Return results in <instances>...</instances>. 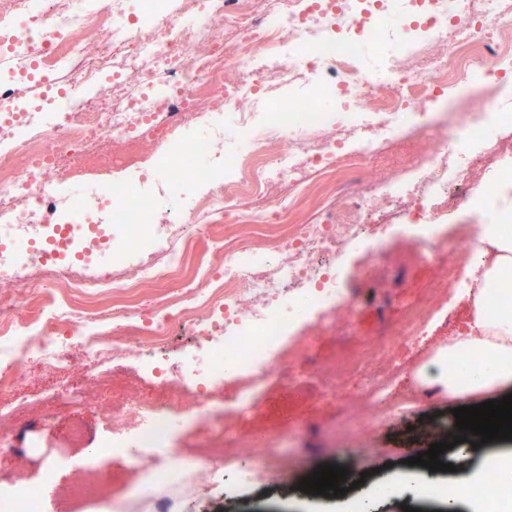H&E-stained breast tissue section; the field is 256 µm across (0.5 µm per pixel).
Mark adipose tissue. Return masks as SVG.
<instances>
[{
  "instance_id": "1",
  "label": "adipose tissue",
  "mask_w": 512,
  "mask_h": 512,
  "mask_svg": "<svg viewBox=\"0 0 512 512\" xmlns=\"http://www.w3.org/2000/svg\"><path fill=\"white\" fill-rule=\"evenodd\" d=\"M475 254L481 274L466 295L470 329L439 347L418 371L426 384L463 401L512 384V308H489L491 299L512 295V237L501 236L498 225H479ZM471 350L483 355L484 366L449 370L455 353Z\"/></svg>"
}]
</instances>
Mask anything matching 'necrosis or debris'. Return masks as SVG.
<instances>
[{"instance_id":"4bbe7bcc","label":"necrosis or debris","mask_w":512,"mask_h":512,"mask_svg":"<svg viewBox=\"0 0 512 512\" xmlns=\"http://www.w3.org/2000/svg\"><path fill=\"white\" fill-rule=\"evenodd\" d=\"M0 0V356L19 362L37 353L56 374L79 371L86 387L67 382L45 397L74 399L102 411L111 425L141 417L142 450L133 464L145 490L113 502L134 512L169 505L157 487L173 475L216 482L229 457L260 474H280L295 460L281 449L225 435L197 448L192 460L165 459L171 408L110 402L112 380L99 366L134 358L166 382L187 380L181 411L213 417L210 388L229 372L251 379L225 413L252 404L264 380L292 375L281 344L300 321L320 328L344 322L351 299L338 292L334 257L365 238L386 242L389 214L420 204L428 221L454 212L461 196L480 203V175L512 153V112L498 98H476L466 112L439 111L467 82L512 72V0ZM236 35L225 40V27ZM64 73L59 93L28 95L22 82ZM336 95L327 111L318 99ZM206 121L211 133L186 131ZM416 128L419 164L401 178L338 197L353 224L322 217L294 224L296 198L316 179L355 176L391 143L398 124ZM457 148H450L449 140ZM65 180L96 192L63 200ZM183 183L199 188L189 209L165 203ZM247 225L224 246V273L209 257L186 273L198 229L216 218ZM475 226L431 249L437 287L410 304L399 334L416 335L459 283L470 262ZM163 291L145 320L138 291ZM70 297L39 316L16 315L19 298L51 286ZM104 293L122 294L111 315L94 308ZM189 330L195 351L169 366L162 354L175 329ZM81 351L73 360V351ZM392 347L370 338L343 349L317 378L342 391L361 374L360 397L343 401L339 429L362 432L367 409L400 373ZM52 479L15 484L0 512H48Z\"/></svg>"}]
</instances>
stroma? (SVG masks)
<instances>
[{
	"instance_id": "35a3bbf8",
	"label": "stroma",
	"mask_w": 512,
	"mask_h": 512,
	"mask_svg": "<svg viewBox=\"0 0 512 512\" xmlns=\"http://www.w3.org/2000/svg\"><path fill=\"white\" fill-rule=\"evenodd\" d=\"M342 270L340 286L354 299L349 331L340 335L322 331L294 369L307 375L310 363H323L336 356L342 347L383 336L393 347L401 349L405 367L391 390L396 404L386 418L375 423L368 433L353 437L340 435L336 419L341 405L333 395L316 390H298L291 384L267 380L258 393L253 408L226 420L212 421L185 417L170 438V444L183 456L223 431L250 436L258 440L276 439L279 446L291 450L296 464L288 472L246 480L239 476V465L226 461V476L216 486H206L181 496L175 512H350L355 499L369 497L379 483H394L407 473H417L428 482L436 496H444L447 480L443 473L425 469L411 470L409 441L412 430L444 422L459 405L447 395L418 389L413 379L416 367L440 344L448 340V323L465 324L468 313L463 299L479 274L470 266L457 288L448 296L446 312L427 325L424 333L411 343L396 339L394 331L407 307L431 287L439 274L436 259L427 247L396 248L385 252L362 241L346 246L337 255ZM26 377L16 387L0 392V412L16 417V429L9 446L0 447V489L15 481L41 485L47 461H54L57 486L70 483L77 471L94 464L111 497L88 512H112L113 501L126 497L142 480L131 470L128 459L137 448L134 436L121 437L116 448L107 447L111 434L101 412L94 407L75 404L57 405L56 417L44 422L28 413L26 406L51 390L56 375L44 372L36 361L23 365ZM101 372L111 374L115 393L135 390L142 398H171L172 390L147 373L132 360H118L101 365ZM79 416L86 429L81 443H70L67 427L72 416ZM323 464H334L364 474L363 485L340 498L311 499L300 491V480L310 476Z\"/></svg>"
}]
</instances>
